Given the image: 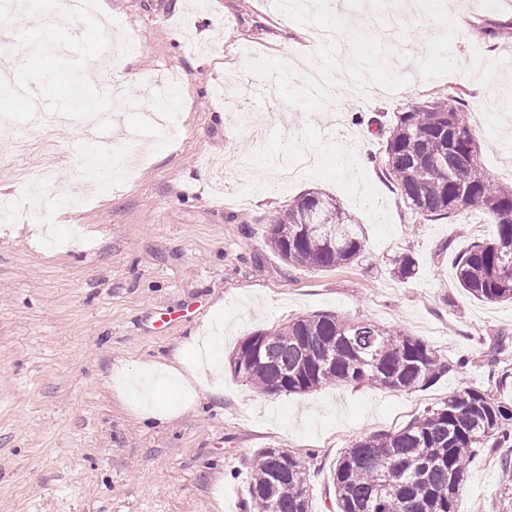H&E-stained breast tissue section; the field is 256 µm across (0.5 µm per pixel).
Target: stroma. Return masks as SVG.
I'll return each mask as SVG.
<instances>
[{"label": "stroma", "mask_w": 512, "mask_h": 512, "mask_svg": "<svg viewBox=\"0 0 512 512\" xmlns=\"http://www.w3.org/2000/svg\"><path fill=\"white\" fill-rule=\"evenodd\" d=\"M369 0H338L319 18L340 30L326 64L412 45L418 64L358 75L339 106L280 82L303 62L310 20L265 0H98L115 62L93 84L125 86L110 138L145 157L122 186L90 204L53 206V235L33 221L0 223V512H252L256 454L283 448L308 470L311 512H334L332 474L356 439L407 424L468 388L512 402V304L459 288L458 252L494 238L477 207L416 214L384 175L385 131L399 112L445 94L464 99L480 163L512 187V0H423L415 23L370 33ZM495 35H487L485 27ZM134 51H127V41ZM176 70V139H126L156 99L149 74ZM29 179L68 187L87 156L79 122L49 133L0 126V153L22 138ZM325 147L321 166L279 182L283 147ZM347 167H336L337 156ZM336 197L365 251L341 268L292 266L272 248L270 220L306 191ZM412 255L417 278L390 267ZM315 313L369 320L429 343L447 373L412 393L367 385L270 394L236 378L228 359L249 334ZM177 378L146 415L134 384L146 366ZM512 442L467 465L457 512H512Z\"/></svg>", "instance_id": "35a3bbf8"}]
</instances>
